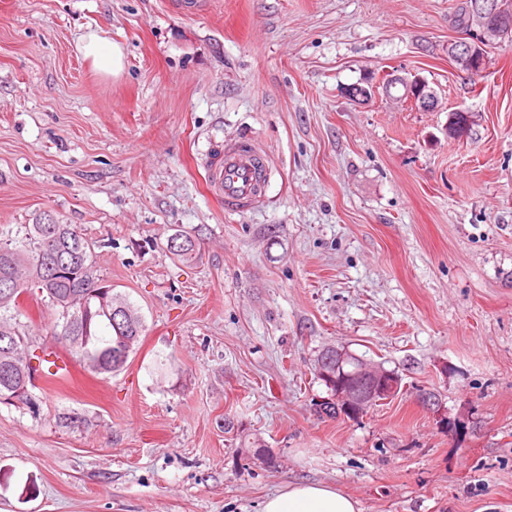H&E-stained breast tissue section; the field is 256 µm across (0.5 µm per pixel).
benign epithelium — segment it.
Instances as JSON below:
<instances>
[{
	"label": "benign epithelium",
	"instance_id": "benign-epithelium-1",
	"mask_svg": "<svg viewBox=\"0 0 512 512\" xmlns=\"http://www.w3.org/2000/svg\"><path fill=\"white\" fill-rule=\"evenodd\" d=\"M471 14L470 27L467 33L458 40L448 44V56L456 68L469 75L475 76L484 71L482 56L484 43L491 38H505L512 32V24L501 17V8L497 0H472L469 3ZM402 87L405 93L398 101L419 105L421 109L433 111L438 108L436 92L424 79L412 80L390 74L382 85L384 89ZM336 354L317 362L318 375L331 379L336 378V412L340 416L357 418L369 408L386 401L398 392L399 377L379 366L365 363L353 374H346L343 363L348 353L339 347Z\"/></svg>",
	"mask_w": 512,
	"mask_h": 512
}]
</instances>
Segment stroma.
Wrapping results in <instances>:
<instances>
[{
  "label": "stroma",
  "instance_id": "obj_1",
  "mask_svg": "<svg viewBox=\"0 0 512 512\" xmlns=\"http://www.w3.org/2000/svg\"><path fill=\"white\" fill-rule=\"evenodd\" d=\"M456 5L0 0V238L74 225L146 325L121 372L77 364L36 380L35 407L0 404V512H260L307 482L361 512H512V43L469 80ZM90 32L122 45L119 77L80 53ZM392 72L438 108L345 92ZM455 110L476 120L461 140ZM243 133L273 171L233 213L205 167ZM175 233L197 237L192 263ZM15 317L54 344L35 296ZM328 346L399 393L319 416ZM175 240H181L183 245L180 247L172 248L170 242ZM167 251L177 260L182 262H188L195 257L198 249V241L195 237L190 234H175L171 235L167 239L166 244Z\"/></svg>",
  "mask_w": 512,
  "mask_h": 512
}]
</instances>
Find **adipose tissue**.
<instances>
[{
	"label": "adipose tissue",
	"mask_w": 512,
	"mask_h": 512,
	"mask_svg": "<svg viewBox=\"0 0 512 512\" xmlns=\"http://www.w3.org/2000/svg\"><path fill=\"white\" fill-rule=\"evenodd\" d=\"M81 51L101 75H119L124 66L121 46L92 33L87 35ZM261 512H360L357 501L337 488L319 484H290L264 500Z\"/></svg>",
	"instance_id": "obj_1"
}]
</instances>
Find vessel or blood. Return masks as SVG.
I'll use <instances>...</instances> for the list:
<instances>
[{
	"mask_svg": "<svg viewBox=\"0 0 512 512\" xmlns=\"http://www.w3.org/2000/svg\"><path fill=\"white\" fill-rule=\"evenodd\" d=\"M270 175L268 152L249 136L234 139L207 163L209 190L228 211L240 212L264 204Z\"/></svg>",
	"mask_w": 512,
	"mask_h": 512,
	"instance_id": "vessel-or-blood-1",
	"label": "vessel or blood"
}]
</instances>
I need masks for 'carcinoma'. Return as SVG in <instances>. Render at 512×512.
<instances>
[{
	"label": "carcinoma",
	"instance_id": "carcinoma-1",
	"mask_svg": "<svg viewBox=\"0 0 512 512\" xmlns=\"http://www.w3.org/2000/svg\"><path fill=\"white\" fill-rule=\"evenodd\" d=\"M22 241H0V404L31 403L19 388L31 379L28 338L10 311L25 293L50 306L61 321L60 337L69 353L90 372L122 370L137 352L145 326L138 310L112 285L100 279L89 244L71 224H27ZM180 247H167L177 260L195 257L198 241L175 234ZM121 309L125 325L112 324V310Z\"/></svg>",
	"mask_w": 512,
	"mask_h": 512
}]
</instances>
